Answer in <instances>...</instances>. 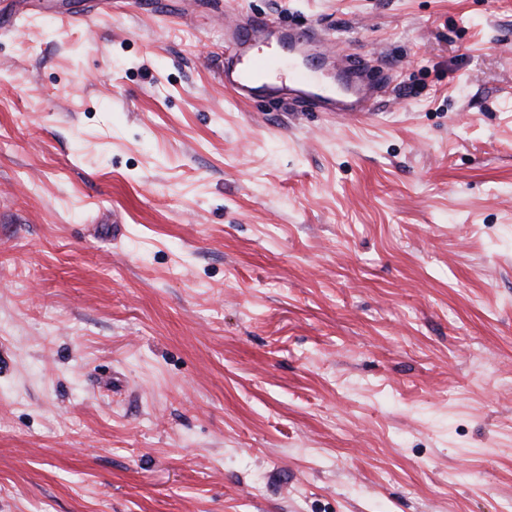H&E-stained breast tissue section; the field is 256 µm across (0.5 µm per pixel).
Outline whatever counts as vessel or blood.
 <instances>
[{
  "label": "vessel or blood",
  "instance_id": "vessel-or-blood-1",
  "mask_svg": "<svg viewBox=\"0 0 512 512\" xmlns=\"http://www.w3.org/2000/svg\"><path fill=\"white\" fill-rule=\"evenodd\" d=\"M266 32L274 33L278 45L287 48L291 64H283L272 53L252 55L254 44ZM224 37V85L240 99L278 94L313 112H332L362 122L376 118V98L362 80L351 83L344 97L314 81L311 65L328 54L318 33L296 32L267 18L250 17L226 27Z\"/></svg>",
  "mask_w": 512,
  "mask_h": 512
}]
</instances>
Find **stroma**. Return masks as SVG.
<instances>
[{
	"mask_svg": "<svg viewBox=\"0 0 512 512\" xmlns=\"http://www.w3.org/2000/svg\"><path fill=\"white\" fill-rule=\"evenodd\" d=\"M0 512H512V0H0ZM274 32L279 47L293 63L288 72L282 68L281 57L262 53L251 58L250 50L258 41H265L262 33ZM224 87L235 91L241 100H253L273 94L284 96L300 107L313 112H333L369 122L378 116L376 96L366 87L360 76L351 83L347 97L317 84L309 74L315 60L330 52L314 31L295 32L262 17L238 19L225 28Z\"/></svg>",
	"mask_w": 512,
	"mask_h": 512,
	"instance_id": "1",
	"label": "stroma"
}]
</instances>
